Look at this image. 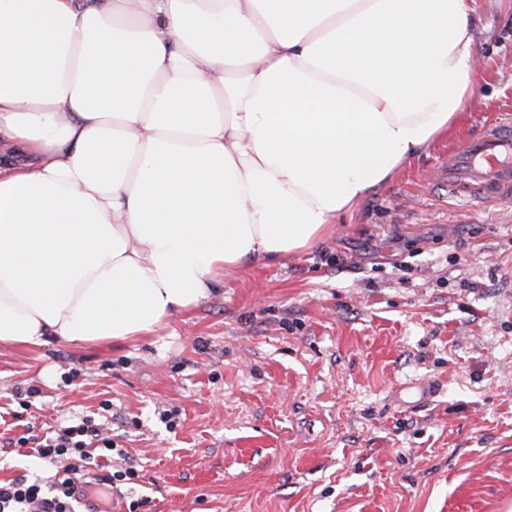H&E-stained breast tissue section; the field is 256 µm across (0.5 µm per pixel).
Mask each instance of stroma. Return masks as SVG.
Returning a JSON list of instances; mask_svg holds the SVG:
<instances>
[{
    "instance_id": "stroma-1",
    "label": "stroma",
    "mask_w": 512,
    "mask_h": 512,
    "mask_svg": "<svg viewBox=\"0 0 512 512\" xmlns=\"http://www.w3.org/2000/svg\"><path fill=\"white\" fill-rule=\"evenodd\" d=\"M472 7L455 123L314 246L226 272L148 336L0 346V482L51 485L18 438L88 418L122 455L91 449L85 478L134 512H512V203L432 185L512 114V0ZM418 381L432 400L406 403Z\"/></svg>"
}]
</instances>
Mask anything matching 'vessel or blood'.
Instances as JSON below:
<instances>
[{
    "label": "vessel or blood",
    "mask_w": 512,
    "mask_h": 512,
    "mask_svg": "<svg viewBox=\"0 0 512 512\" xmlns=\"http://www.w3.org/2000/svg\"><path fill=\"white\" fill-rule=\"evenodd\" d=\"M434 184L462 201L476 204L512 200V119L487 124L446 152Z\"/></svg>",
    "instance_id": "b4317fda"
}]
</instances>
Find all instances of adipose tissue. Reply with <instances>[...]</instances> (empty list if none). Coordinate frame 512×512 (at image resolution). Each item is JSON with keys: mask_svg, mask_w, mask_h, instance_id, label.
Segmentation results:
<instances>
[{"mask_svg": "<svg viewBox=\"0 0 512 512\" xmlns=\"http://www.w3.org/2000/svg\"><path fill=\"white\" fill-rule=\"evenodd\" d=\"M470 0H0V344L148 336L455 121Z\"/></svg>", "mask_w": 512, "mask_h": 512, "instance_id": "ef3b65f1", "label": "adipose tissue"}]
</instances>
